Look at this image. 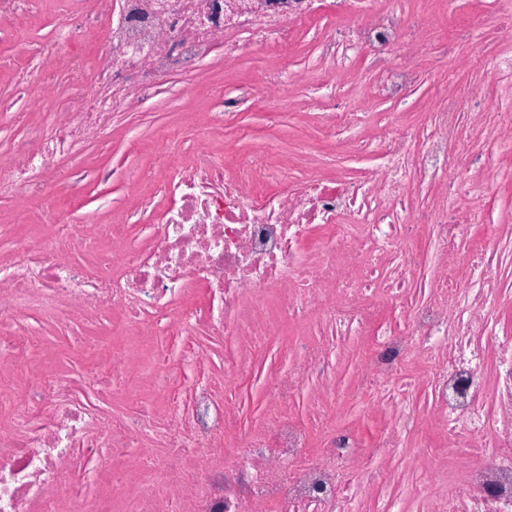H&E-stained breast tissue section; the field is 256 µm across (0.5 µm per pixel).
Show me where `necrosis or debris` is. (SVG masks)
<instances>
[{
	"label": "necrosis or debris",
	"mask_w": 512,
	"mask_h": 512,
	"mask_svg": "<svg viewBox=\"0 0 512 512\" xmlns=\"http://www.w3.org/2000/svg\"><path fill=\"white\" fill-rule=\"evenodd\" d=\"M432 27L402 0H95L93 15H71L46 51L88 32L96 64L69 52V78L48 95H75L72 109L35 130L34 145L16 146L0 166V196L48 194L59 162L109 133L117 112L213 58L237 59L246 41L284 57L311 35L318 64L277 67L210 113L212 128L257 95L277 101L301 82L338 88L343 67L360 59L377 71L370 96L402 102L420 81L413 53ZM470 95L442 98L426 124L389 120L352 145L351 158L381 160L360 181L315 171L297 180L267 153L229 167L197 145L143 197L155 214L143 227L146 245L132 243L129 225L60 216L48 238L11 241L12 259L0 260V325L22 311L66 325L112 313L133 326L145 320L160 338L153 370L176 357L196 378L187 392L118 421L88 397L102 384L125 390L132 359L76 376L34 369L18 385L0 375V512H371L375 488L407 484L417 512H512V324L497 313L512 292L494 270L496 244L466 257L459 250L490 219L484 187L457 212L447 206L474 161L466 125L482 115L467 113ZM408 182L442 188L426 227L402 198ZM78 249L103 256L108 272L77 263ZM194 288L205 301L185 305ZM281 317L309 330L274 383L272 424L245 430L191 338L252 347ZM367 328L372 348L350 393L398 412L370 443L330 405L348 339ZM303 390L306 425L292 415ZM421 391L429 399L417 409L410 399ZM427 416L447 456L421 445L406 472L396 471L397 449ZM314 424L322 443L312 456ZM129 453L150 469L138 490L104 462Z\"/></svg>",
	"instance_id": "4bbe7bcc"
}]
</instances>
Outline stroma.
<instances>
[{
    "label": "stroma",
    "instance_id": "obj_1",
    "mask_svg": "<svg viewBox=\"0 0 512 512\" xmlns=\"http://www.w3.org/2000/svg\"><path fill=\"white\" fill-rule=\"evenodd\" d=\"M476 19L489 27L496 24L493 0H460L459 5L439 13L435 39L452 44L458 55L479 57L481 66L457 70L454 79L444 86L438 85L431 72H424L406 104L396 106L373 99L369 87L374 72L360 62L345 73L336 96L330 97L325 90L302 85L295 92L303 102L301 109H293L284 99L272 105L258 100L240 107L237 116L223 129H208L207 114L214 107L210 95L212 88L236 93L239 86L265 81L274 67L268 52L245 45L238 62L215 60L191 75L176 77L168 95L125 111L113 123L108 136L78 148L71 158L64 160L55 173L56 179L63 182L69 172L77 169L90 174L80 194H72L62 186L49 203L32 196L22 201L0 198V238L8 240L49 234V224L41 219L42 211L49 204L59 214L85 216L98 224L127 222L150 188L149 183L141 179L142 170L153 167L158 143L175 130L182 132L184 141L170 148L169 162L174 166L180 165L188 148L203 138L230 167L241 158L271 146L294 173L302 174L315 167L322 174L332 176L339 167L349 164L350 159L335 142L323 137L321 113L345 107L364 113L365 124L352 128L348 135L365 139L373 136L377 119L392 117L408 125H417L427 119L443 94L454 93L465 84H488L492 87L491 94L475 96L469 103L470 111L485 113L486 123L470 132L476 162L468 172L467 181L472 185L483 180L489 182L487 202L493 217L486 229L469 235L461 248L468 253L480 247L487 238L501 242L512 239V151L505 150L496 136L500 114L512 113V74H496L486 66L487 61L512 50L504 45L480 42L472 25ZM63 21V16L52 8L49 0H29L21 12L7 21H0V57L8 60L7 66H0V164L10 159L14 144L27 141L32 128L43 126L52 113L65 109L62 100L43 98L46 84L59 82L66 72L63 53L48 55L42 50ZM23 72L31 74L32 80L22 90L17 85V76ZM17 112L26 113L24 124L14 122L13 115ZM39 330L46 348L34 352L32 358L41 361L46 352H53L55 358L51 366L56 370L69 361L79 370L95 368L133 338L145 351L153 349L149 326L131 328L118 316L110 325L86 322L75 331L45 320L40 323ZM304 331L303 325L286 322L275 336L252 353L244 355L228 345L223 356L212 357L211 366L216 373L224 372L227 361L238 363L231 390L240 407L244 426L268 420L271 384L277 376L288 371L289 350ZM366 348V337H352L348 345L349 357L335 373V401L349 425L370 442L393 424L392 414L373 412L371 401L353 403L343 397L353 369L363 358ZM160 398V392L145 383L122 397L103 393L99 404L113 416L125 418L134 415L138 409L155 406Z\"/></svg>",
    "mask_w": 512,
    "mask_h": 512
}]
</instances>
